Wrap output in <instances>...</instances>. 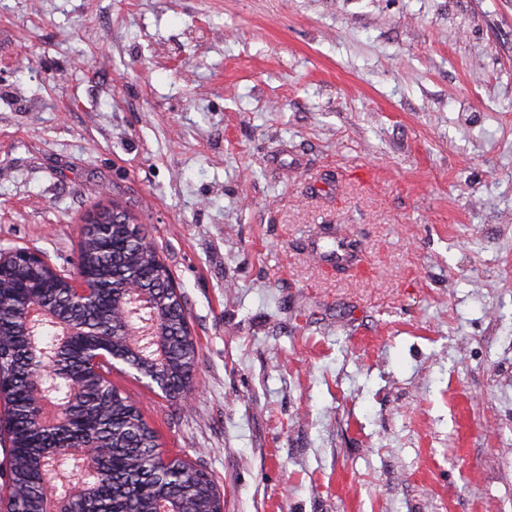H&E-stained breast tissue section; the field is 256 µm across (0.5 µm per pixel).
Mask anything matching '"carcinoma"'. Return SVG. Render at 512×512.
I'll return each mask as SVG.
<instances>
[{
	"label": "carcinoma",
	"instance_id": "obj_1",
	"mask_svg": "<svg viewBox=\"0 0 512 512\" xmlns=\"http://www.w3.org/2000/svg\"><path fill=\"white\" fill-rule=\"evenodd\" d=\"M77 265L90 274L86 280L94 299L74 298L70 275L50 264L11 262L0 270V383L6 392V439L9 494L6 512H44L43 483H62L76 460L63 454L72 439L100 440L108 452L98 467L97 492L83 505L84 512H159L162 503L176 501L181 512H209L215 483L200 467L179 457L158 465L154 431L130 397L112 384V367L93 369L86 353L108 345L116 353L128 352L125 326L151 328L159 322L169 334L166 359L157 362L150 337L138 339L131 353L142 373L157 374L166 383L168 398L186 393L197 361L187 311L172 289L170 270L145 228L118 205L99 211V221L80 232ZM149 285L156 289V306L127 313L118 310L126 289ZM50 309L56 316L93 326V336H76L63 350L67 372L50 375L43 369L42 349L51 347L55 327L49 318L30 322L22 316V302ZM65 408L69 426L58 436L40 431L33 418L38 399Z\"/></svg>",
	"mask_w": 512,
	"mask_h": 512
}]
</instances>
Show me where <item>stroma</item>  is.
I'll use <instances>...</instances> for the list:
<instances>
[{
	"instance_id": "1",
	"label": "stroma",
	"mask_w": 512,
	"mask_h": 512,
	"mask_svg": "<svg viewBox=\"0 0 512 512\" xmlns=\"http://www.w3.org/2000/svg\"><path fill=\"white\" fill-rule=\"evenodd\" d=\"M114 203L199 356L112 382L224 512H512V0H0V250Z\"/></svg>"
}]
</instances>
